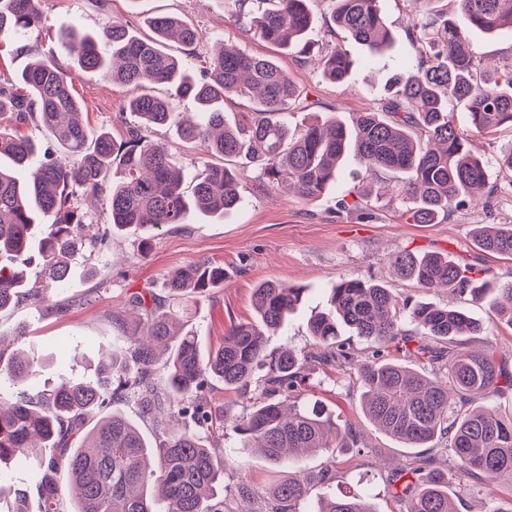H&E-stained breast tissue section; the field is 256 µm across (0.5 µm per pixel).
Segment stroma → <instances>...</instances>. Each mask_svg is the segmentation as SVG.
Instances as JSON below:
<instances>
[{"label": "stroma", "instance_id": "obj_1", "mask_svg": "<svg viewBox=\"0 0 512 512\" xmlns=\"http://www.w3.org/2000/svg\"><path fill=\"white\" fill-rule=\"evenodd\" d=\"M380 7L397 40L395 50L373 56L347 32L337 31L336 42L349 51L356 64L346 81L331 83L313 65L301 64L290 53L247 31L237 22L227 0H40L39 26L23 38L0 42V82L21 72L37 57L70 65L62 39L67 28L94 33L119 19L147 37L151 31L144 24L145 18L169 14L193 24L206 36L195 56L188 57L194 71L204 70L212 47L224 42L246 54L275 59L301 93L314 101L317 112H335L347 119L353 113L378 107L392 75L415 63L404 29L423 11L422 0H380ZM73 92L83 100L92 129L106 130L118 141L124 139L131 116L124 113L123 106L132 94L130 88L77 74ZM453 120L460 131L468 133L471 150L486 164L494 189L491 208L471 205L454 212L443 224H412L406 214L409 201L386 192L377 182L371 187L373 216L363 221L336 212L340 196L362 182L363 172L355 159L345 161L336 182L312 204L265 187L257 172L248 167L241 171L238 190L242 205L237 211L222 218L194 216L184 224L163 226L155 230L152 249L145 256L137 249L138 230L115 235L109 244L99 246L90 260L79 257L72 262L73 277L65 295L73 306L67 315L44 316L22 304L0 312V333L8 336L17 327H25L23 350L47 362L41 382L52 384L62 376L87 378L100 354L111 350V318L124 311L131 293L145 289L162 293L174 271L208 260L223 266V285L214 289L209 299L184 306L203 351L223 343L231 324L254 320V288L260 282L278 280L303 286L305 295L289 316L287 328L269 336L267 347L272 352L286 348L304 355L313 352L309 318L326 307L340 278L353 275L385 281L401 297L415 302L464 308L484 324L485 331L459 337L457 350L495 351L512 371V324L497 319L488 303L500 285L512 281V260L479 251L472 234L479 224H512V170L502 163L512 147V128L500 129L491 137L471 133L468 114L460 105L454 108ZM149 138L168 148L183 169L184 187L192 188L205 160L200 148L182 142L167 127L152 129ZM403 250L445 253L481 269L487 299L473 302L466 296L427 292L399 280L391 273L390 259ZM314 379L317 397L360 433L365 446L358 453L340 449L333 454L319 451L293 459L288 472L302 475L331 466L330 482L316 485L312 499L350 490L364 495L375 512H403V504L392 497L388 486L408 460L410 449L364 417L362 389L354 374L333 371L315 374ZM278 477V471L264 457L248 456L243 473L224 476L227 512H265ZM241 482L250 489V499L238 497L236 487Z\"/></svg>", "mask_w": 512, "mask_h": 512}]
</instances>
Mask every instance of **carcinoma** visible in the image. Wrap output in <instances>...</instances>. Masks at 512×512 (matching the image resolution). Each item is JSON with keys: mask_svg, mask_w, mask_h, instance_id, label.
Returning a JSON list of instances; mask_svg holds the SVG:
<instances>
[{"mask_svg": "<svg viewBox=\"0 0 512 512\" xmlns=\"http://www.w3.org/2000/svg\"><path fill=\"white\" fill-rule=\"evenodd\" d=\"M232 2L236 17L254 15L264 41L297 49L301 62L318 61L331 82L349 76L353 60L330 43L332 29L321 41H310L315 21L309 0H276L256 14L254 5L265 0ZM329 2L330 23L356 43L373 54L394 49L380 0ZM423 2L425 11L406 29L417 65L395 75L381 106L349 122L333 112L299 128L289 124L288 108L300 94L277 62L223 46L197 75L166 51L169 41L194 50L204 39L176 16L147 18L148 39L119 21L93 34L64 32L81 74L135 90L125 110L137 122L120 142L90 129L69 69L55 61L39 60L0 84V114L36 123L45 141L0 127V312L23 297L38 312L65 314L72 303L53 296L68 287L77 250L94 249L132 225L150 231L184 224L193 213L222 217L238 209L237 173L226 165L234 159L246 160L268 186L305 204L336 182L339 164L351 154L371 179L403 175L397 192L412 201L407 213L414 224H434L482 199L491 208L487 170L467 148L450 109L462 105L471 130L480 135L512 128V65L502 74L485 69L466 36L470 30L512 31V0H449L445 12L431 7L435 0ZM40 21L39 0H0V38L20 36ZM147 83L167 87V95L142 91ZM231 96L254 104L234 126L224 122V99ZM186 98L196 104L194 117L178 110ZM155 127L174 129L182 141L223 163L205 165L186 194L168 149L148 137ZM55 146L80 162L66 164ZM88 194L105 200L110 223H85L78 196ZM338 210L368 213L369 192H349ZM475 241L484 252L511 258L512 224H483ZM34 261L47 274L42 286L27 280L26 267ZM391 268L424 290H450L475 301L486 296L478 270L446 254L403 250ZM222 284L224 268L200 262L172 274L163 299L152 292L131 294L127 306L146 331L140 335L124 317L112 316L117 347L98 359L95 376L87 380L40 385L42 362L9 349L0 334V464H32L41 512H226L224 473L244 470L251 452L283 468L307 452L363 447L324 403H299L311 386L312 363L354 371L368 420L405 447L444 441L447 469L416 458L390 485L408 504L406 512H457L448 496L450 481L467 490L500 484L512 489V415L474 405L512 391V373L492 351H453L457 337L484 332L465 310L411 304L382 282L343 277L332 289L329 309L309 321L317 351L306 357L290 348L272 354L267 333L286 327L304 288L265 281L253 292L256 319L232 324L223 344L204 356L174 304L199 302ZM490 308L512 321V282L501 285ZM408 323L413 328H405ZM346 330L370 343L365 361L354 362L338 340ZM405 357L425 361L431 371L411 368ZM212 376L249 397L246 415L232 420L206 398ZM119 399L134 400L153 437L111 410ZM230 420L239 447L224 452L220 463L211 442L224 435ZM35 439L50 453L32 463L28 448ZM324 479L321 473L282 480L267 512H303L314 484ZM310 512L375 510L358 495L340 494Z\"/></svg>", "mask_w": 512, "mask_h": 512, "instance_id": "1", "label": "carcinoma"}]
</instances>
